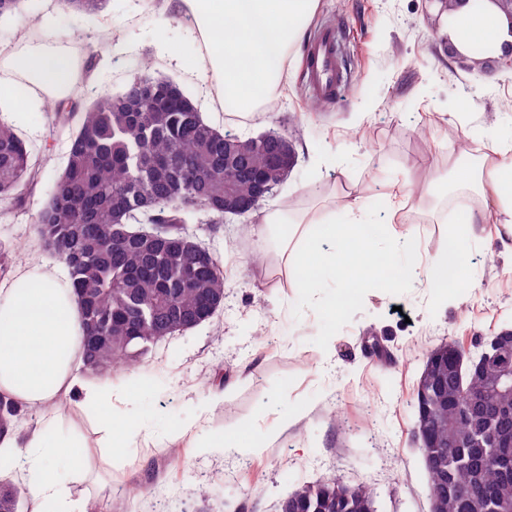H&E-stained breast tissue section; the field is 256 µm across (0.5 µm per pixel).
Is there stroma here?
I'll list each match as a JSON object with an SVG mask.
<instances>
[{"mask_svg":"<svg viewBox=\"0 0 512 512\" xmlns=\"http://www.w3.org/2000/svg\"><path fill=\"white\" fill-rule=\"evenodd\" d=\"M178 2L107 0L97 17L60 10L46 27L40 23L45 0H21L0 15V78L20 82L12 58L43 46L82 54L92 89L117 95L146 59L152 76L182 87L219 131L242 139L276 133L295 153L287 179L248 215L209 224L199 211L189 219L188 231L224 271L223 308L158 342L136 367L104 376L117 391L149 380L140 397L147 411L165 425L191 423L189 435L160 446L139 442L118 467L97 457L87 477L71 482L72 496L103 493L99 512H110L108 497L118 491L126 512H280L298 487L333 479L370 486L376 512H430L413 389L432 350L454 342L476 356L492 336L512 329V247L502 244L494 225H474L468 232L474 288L434 315L428 288L370 291L363 310L323 350L313 342L315 312L292 314L298 289L281 259L267 267L255 261L271 247L261 220L291 200L297 216L315 224L357 203L399 202L402 210L381 211V218L393 232L411 233L423 259L441 257L446 209L474 197L466 173L483 160L486 133L508 117L512 59L490 53L473 65L449 40L436 0H317L305 33L339 27L348 70L344 96L313 109L300 43L289 52L274 111L260 107L240 119L186 86L175 61L193 59L202 44L182 25ZM80 33L86 40L79 46L73 38ZM0 117L40 163L24 206L0 203V245H21L26 259L54 267L60 259L38 235L37 218L65 167L78 121L41 108ZM205 400L209 411L197 414L196 404ZM41 420L98 447L101 431L91 409L25 410L15 431L26 436ZM245 429L262 439L261 451L203 452L192 445L197 437ZM202 483L209 487L204 498L197 491Z\"/></svg>","mask_w":512,"mask_h":512,"instance_id":"obj_1","label":"stroma"}]
</instances>
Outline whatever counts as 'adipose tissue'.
Returning <instances> with one entry per match:
<instances>
[{"instance_id":"1","label":"adipose tissue","mask_w":512,"mask_h":512,"mask_svg":"<svg viewBox=\"0 0 512 512\" xmlns=\"http://www.w3.org/2000/svg\"><path fill=\"white\" fill-rule=\"evenodd\" d=\"M188 31L203 49L182 69L207 93L234 101L239 117L270 98L287 63L288 51L299 42L316 0H182ZM458 49L501 48L512 41L504 15L494 6L482 12L462 7L451 30ZM30 88L18 93L13 83L0 81V109L20 112L39 94L60 99L75 81L72 58L62 52L35 49L17 60ZM496 158L492 172L472 169L467 178L477 187L479 208L464 212L468 225L495 219L512 238V127L487 135ZM64 269L49 271L34 262L19 266L0 281V396L28 409H38L63 397L92 407L105 434L113 462H121L138 442L153 439L143 418H131L133 389L115 392L80 374L74 361L82 352L84 330L76 296ZM0 476L17 475L28 496L50 504L54 512H86L70 498L66 474L83 468L84 445L58 433L47 422L18 439L0 436Z\"/></svg>"}]
</instances>
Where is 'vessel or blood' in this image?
<instances>
[{
    "label": "vessel or blood",
    "instance_id": "obj_1",
    "mask_svg": "<svg viewBox=\"0 0 512 512\" xmlns=\"http://www.w3.org/2000/svg\"><path fill=\"white\" fill-rule=\"evenodd\" d=\"M343 69L341 41L334 29H323L306 58L309 82L316 96L340 98L346 88Z\"/></svg>",
    "mask_w": 512,
    "mask_h": 512
}]
</instances>
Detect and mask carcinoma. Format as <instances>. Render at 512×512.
<instances>
[{"label": "carcinoma", "mask_w": 512, "mask_h": 512, "mask_svg": "<svg viewBox=\"0 0 512 512\" xmlns=\"http://www.w3.org/2000/svg\"><path fill=\"white\" fill-rule=\"evenodd\" d=\"M106 0H67L72 10L95 17ZM141 69L134 95L100 94L82 113L69 137L64 180L38 216L42 234L61 245L59 256L81 309L85 335L83 371L103 374L118 363L134 364L168 329L195 318L203 298L224 300V273L214 258L199 267V252L167 241L184 236L186 210L199 203L224 220V197L253 194L236 179V159L224 152L223 134L206 123L180 88L154 97ZM37 160L15 128L0 122V197L20 203ZM135 213L142 222L167 226L166 240L122 242L112 238L117 217ZM495 367H475L455 380L448 356V401L439 412L448 426L432 430L436 448H422L436 475L431 493L440 512H478L481 502L512 504V466L495 449L471 441L486 434L512 437V395L489 392ZM478 404L487 410L460 417ZM19 406L0 400V435L12 429ZM288 512H370L374 492L365 485L335 480L307 484L286 497ZM0 512H17V490L0 484Z\"/></svg>", "instance_id": "obj_1"}]
</instances>
